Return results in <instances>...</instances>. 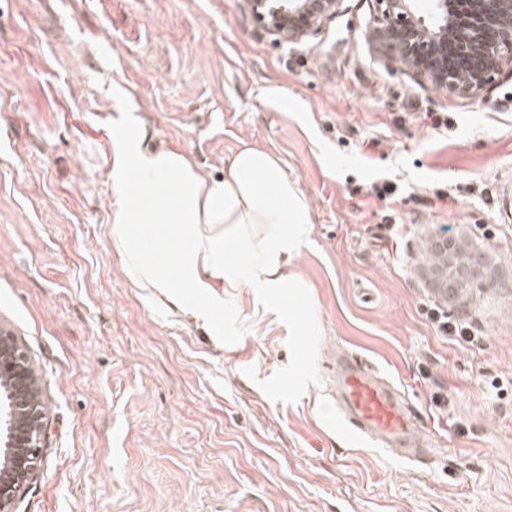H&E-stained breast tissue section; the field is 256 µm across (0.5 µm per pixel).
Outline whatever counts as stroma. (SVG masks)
<instances>
[{"mask_svg":"<svg viewBox=\"0 0 512 512\" xmlns=\"http://www.w3.org/2000/svg\"><path fill=\"white\" fill-rule=\"evenodd\" d=\"M372 16L344 0L288 43L246 0H0V323L48 422L19 512H512V80L423 87L378 58ZM132 116L215 177L246 144L281 159L313 222L300 289H225L209 325L141 297L107 234ZM443 239L480 259L450 301ZM432 300L480 342L440 335ZM352 356L415 412L427 461L337 427Z\"/></svg>","mask_w":512,"mask_h":512,"instance_id":"35a3bbf8","label":"stroma"}]
</instances>
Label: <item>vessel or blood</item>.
I'll return each mask as SVG.
<instances>
[{"label": "vessel or blood", "mask_w": 512, "mask_h": 512, "mask_svg": "<svg viewBox=\"0 0 512 512\" xmlns=\"http://www.w3.org/2000/svg\"><path fill=\"white\" fill-rule=\"evenodd\" d=\"M335 387L336 417L350 435L388 445L410 460L430 456L413 413L365 364L355 359L340 361Z\"/></svg>", "instance_id": "b4317fda"}]
</instances>
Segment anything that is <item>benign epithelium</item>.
<instances>
[{
	"label": "benign epithelium",
	"instance_id": "obj_1",
	"mask_svg": "<svg viewBox=\"0 0 512 512\" xmlns=\"http://www.w3.org/2000/svg\"><path fill=\"white\" fill-rule=\"evenodd\" d=\"M344 0H247L252 17L282 40L298 42L339 11ZM367 40L395 65L439 92L477 96L496 77L512 78V0H373ZM468 66H448V49ZM0 512H17L35 478L46 437L41 379L22 343L0 327Z\"/></svg>",
	"mask_w": 512,
	"mask_h": 512
}]
</instances>
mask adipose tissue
<instances>
[{
	"label": "adipose tissue",
	"instance_id": "obj_1",
	"mask_svg": "<svg viewBox=\"0 0 512 512\" xmlns=\"http://www.w3.org/2000/svg\"><path fill=\"white\" fill-rule=\"evenodd\" d=\"M109 238L147 301L197 320L241 286L271 298L295 286L288 259L311 242L309 203L267 150L240 148L224 176L139 129L115 142Z\"/></svg>",
	"mask_w": 512,
	"mask_h": 512
}]
</instances>
